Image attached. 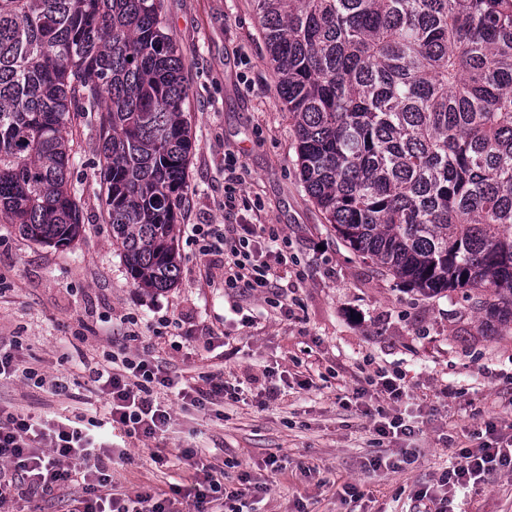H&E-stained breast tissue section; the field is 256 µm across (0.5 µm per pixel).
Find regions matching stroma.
<instances>
[{"instance_id": "obj_1", "label": "stroma", "mask_w": 512, "mask_h": 512, "mask_svg": "<svg viewBox=\"0 0 512 512\" xmlns=\"http://www.w3.org/2000/svg\"><path fill=\"white\" fill-rule=\"evenodd\" d=\"M162 14L184 62L193 140L178 280L148 292L127 274L104 209L98 132L77 119L70 182L85 217L80 236L66 248L42 245L0 216V347L39 375L1 381L0 407L49 428L63 417L90 424L106 409L89 368L123 350L145 353L174 383L202 387L217 374L237 398L201 409L162 390L170 425L154 439H126L113 493L167 495L191 486L199 466L229 460L228 490L242 472L269 486L246 496L249 512H409L414 491L442 495L439 476L457 450L479 445L484 419L512 436V334L483 335L461 292L422 296L336 236L304 189L252 0H163ZM229 153L248 170L251 205L230 216ZM224 222L282 228L288 266L276 293L287 310L225 288L221 271L203 278L190 227ZM378 370L404 375L400 401L368 385ZM62 374L74 383L67 399L50 386ZM269 382L281 389L277 401L264 394ZM447 386L453 397L441 396ZM383 414L414 425V435L378 440ZM273 455L285 463L276 474L265 468ZM376 456L395 470H371ZM349 483L357 499L345 494ZM454 501L460 512H512V474L494 471Z\"/></svg>"}]
</instances>
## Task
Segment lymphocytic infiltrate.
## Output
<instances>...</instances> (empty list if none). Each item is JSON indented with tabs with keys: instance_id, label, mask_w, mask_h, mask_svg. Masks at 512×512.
Listing matches in <instances>:
<instances>
[{
	"instance_id": "lymphocytic-infiltrate-1",
	"label": "lymphocytic infiltrate",
	"mask_w": 512,
	"mask_h": 512,
	"mask_svg": "<svg viewBox=\"0 0 512 512\" xmlns=\"http://www.w3.org/2000/svg\"><path fill=\"white\" fill-rule=\"evenodd\" d=\"M192 233L208 267L223 269L225 287L263 296L280 279L278 268L263 260L259 248L264 239L287 246V237L276 225L196 224ZM89 377L106 397L112 430L151 439L167 426L171 408L158 391L171 388L172 382L149 358L125 357L91 368ZM494 470L512 471V440L460 450L441 481L464 489ZM226 477V472L205 468L195 484L174 488L173 493L191 499L195 512H211L226 491ZM111 485L112 456L106 444L84 428L63 422L45 433L30 419L0 407V504L24 500L31 504L29 512H39L38 502L70 490V512H174L172 498L147 491L124 498L112 494Z\"/></svg>"
}]
</instances>
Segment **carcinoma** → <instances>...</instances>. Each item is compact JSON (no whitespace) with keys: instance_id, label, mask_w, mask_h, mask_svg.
<instances>
[{"instance_id":"1","label":"carcinoma","mask_w":512,"mask_h":512,"mask_svg":"<svg viewBox=\"0 0 512 512\" xmlns=\"http://www.w3.org/2000/svg\"><path fill=\"white\" fill-rule=\"evenodd\" d=\"M304 188L336 236L425 296L512 330V0H253ZM161 0H0V215L84 224L74 119L96 125L112 244L176 281L192 141Z\"/></svg>"}]
</instances>
